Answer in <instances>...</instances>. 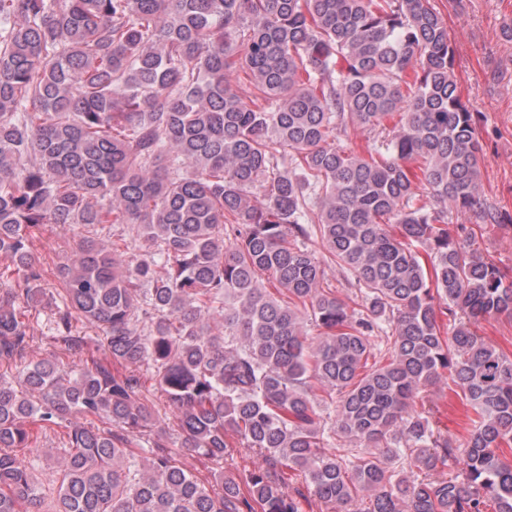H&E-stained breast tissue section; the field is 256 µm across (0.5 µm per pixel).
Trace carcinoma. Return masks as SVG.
Wrapping results in <instances>:
<instances>
[{
    "label": "carcinoma",
    "mask_w": 512,
    "mask_h": 512,
    "mask_svg": "<svg viewBox=\"0 0 512 512\" xmlns=\"http://www.w3.org/2000/svg\"><path fill=\"white\" fill-rule=\"evenodd\" d=\"M454 62L430 0H0V365L16 370L0 381V512H300L285 469L345 512L365 497L363 512H512V358L477 333L512 318V268L448 227L484 215ZM351 130L364 150L339 143ZM45 224L86 226L60 268L55 339L86 356L68 370L25 361ZM112 224L143 239L136 264L98 242ZM330 264L355 305L326 286ZM76 318L105 332L104 357ZM145 362L176 448L129 371ZM445 374L475 415L462 448L412 407ZM328 400L350 444L334 453ZM56 427L47 507L18 449ZM237 444L262 457L241 483L176 460Z\"/></svg>",
    "instance_id": "cac0c4a2"
}]
</instances>
